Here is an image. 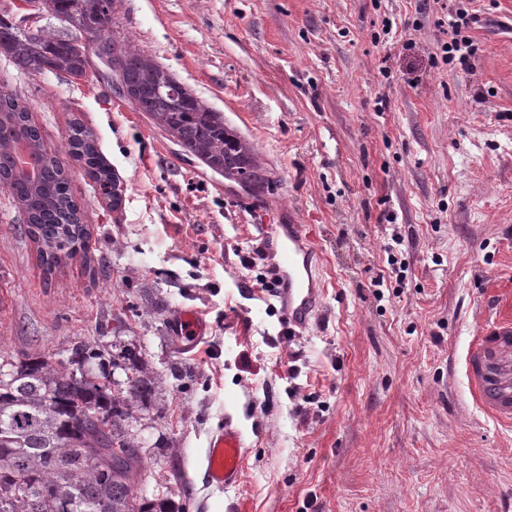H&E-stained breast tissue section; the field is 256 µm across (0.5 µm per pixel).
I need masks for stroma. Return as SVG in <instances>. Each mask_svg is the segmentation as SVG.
<instances>
[{"label":"stroma","mask_w":512,"mask_h":512,"mask_svg":"<svg viewBox=\"0 0 512 512\" xmlns=\"http://www.w3.org/2000/svg\"><path fill=\"white\" fill-rule=\"evenodd\" d=\"M467 65L447 63L448 0H114L115 37L164 64L255 147L251 196L185 158L106 79L32 75L0 55L64 163L89 235L46 270L0 188V358L68 359L124 390L136 351L158 384L132 412L138 497L171 512H512V430L476 407L462 358L512 313V0H480ZM97 137L121 194L69 153ZM311 225L322 307L285 330L261 288L255 211ZM401 244H394V237ZM192 308L208 331H169ZM248 453L211 486L225 419Z\"/></svg>","instance_id":"stroma-1"}]
</instances>
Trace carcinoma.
<instances>
[{
  "label": "carcinoma",
  "mask_w": 512,
  "mask_h": 512,
  "mask_svg": "<svg viewBox=\"0 0 512 512\" xmlns=\"http://www.w3.org/2000/svg\"><path fill=\"white\" fill-rule=\"evenodd\" d=\"M41 8L64 21L68 32L51 36L25 29L0 13V53L18 69L81 79L92 61L103 62L120 95L182 151L253 195L272 189L253 147L224 123L223 113L167 67L109 34L112 0H41ZM28 112L19 97L0 92V187L23 206L27 232L51 267L78 254L88 227L65 168L44 149ZM19 137L38 165L32 178L16 170L13 143ZM69 148L94 188L113 182L92 131L74 128ZM98 356L81 344L66 362L34 355L10 373L0 365V484H17L0 512H97L100 505L107 512H154L133 492L142 457L123 422L158 380L134 364L126 391L114 392L81 370Z\"/></svg>",
  "instance_id": "cac0c4a2"
}]
</instances>
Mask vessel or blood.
<instances>
[{
	"label": "vessel or blood",
	"instance_id": "1",
	"mask_svg": "<svg viewBox=\"0 0 512 512\" xmlns=\"http://www.w3.org/2000/svg\"><path fill=\"white\" fill-rule=\"evenodd\" d=\"M255 238L267 254L274 293L289 328L306 329L321 303V284L313 273L311 233L303 224H257ZM207 325L192 310L178 311L173 335L203 337ZM463 371L476 405L501 423L512 424V319L494 314L466 350ZM247 453L241 430L225 421L213 434L206 459L210 483L238 486Z\"/></svg>",
	"mask_w": 512,
	"mask_h": 512
}]
</instances>
